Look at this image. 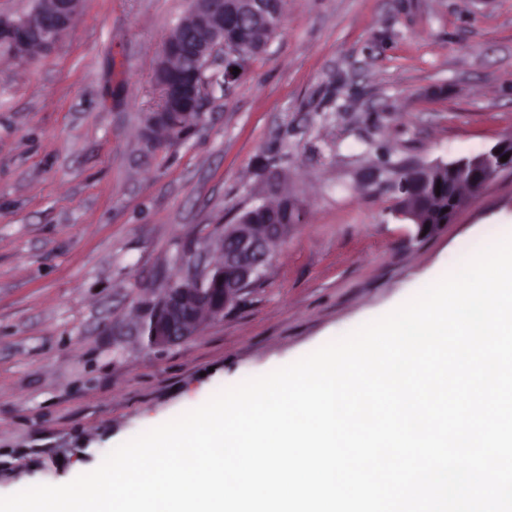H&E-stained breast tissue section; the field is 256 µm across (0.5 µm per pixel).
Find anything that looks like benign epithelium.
Instances as JSON below:
<instances>
[{"instance_id": "benign-epithelium-1", "label": "benign epithelium", "mask_w": 512, "mask_h": 512, "mask_svg": "<svg viewBox=\"0 0 512 512\" xmlns=\"http://www.w3.org/2000/svg\"><path fill=\"white\" fill-rule=\"evenodd\" d=\"M81 0H40L37 9L20 19L0 17V35L7 38L11 59L23 62L32 51L51 49L74 26ZM274 0H192V6L178 24L176 35L168 41L157 66V80L163 98L157 110L147 116L144 135L152 139L162 123L158 113L172 101L186 110H200L207 79L196 76L187 84L183 75L171 70L169 60L186 50L192 58L212 62L217 53L224 54V86L237 78L243 53L236 42L224 38L234 34L243 20L266 22L273 13ZM507 161H501L503 155ZM512 169V136L497 141L491 147L470 156L450 161L438 160L413 167L404 179H395L391 189L405 194L409 202L395 210V217L412 224L416 236L437 233L451 223L464 209L472 194L461 191L469 186L482 189L503 170ZM448 191V218L438 224L422 221L420 200L436 194V188ZM286 224H226L220 241L223 260L205 272L172 283L153 305L139 329L148 342L165 348L196 335L202 326L224 316V309L235 303L243 289L257 280L266 267L270 246L287 235Z\"/></svg>"}]
</instances>
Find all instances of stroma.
<instances>
[{
    "label": "stroma",
    "instance_id": "1",
    "mask_svg": "<svg viewBox=\"0 0 512 512\" xmlns=\"http://www.w3.org/2000/svg\"><path fill=\"white\" fill-rule=\"evenodd\" d=\"M190 5L83 0L52 49L0 47V497L350 333L512 224V170L428 237L386 188L512 136V0H286L237 81L212 64L202 120L156 147L157 65ZM274 174L302 221L223 317L152 346L139 321L219 261Z\"/></svg>",
    "mask_w": 512,
    "mask_h": 512
}]
</instances>
